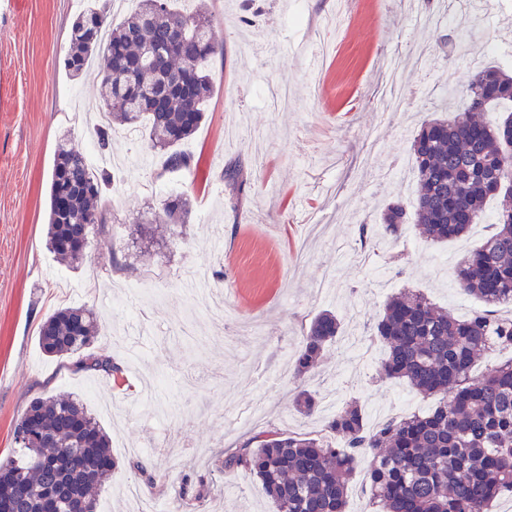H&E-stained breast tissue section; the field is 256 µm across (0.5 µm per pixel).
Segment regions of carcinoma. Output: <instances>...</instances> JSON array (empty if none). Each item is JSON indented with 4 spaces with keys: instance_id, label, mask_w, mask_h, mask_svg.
Returning a JSON list of instances; mask_svg holds the SVG:
<instances>
[{
    "instance_id": "obj_1",
    "label": "carcinoma",
    "mask_w": 512,
    "mask_h": 512,
    "mask_svg": "<svg viewBox=\"0 0 512 512\" xmlns=\"http://www.w3.org/2000/svg\"><path fill=\"white\" fill-rule=\"evenodd\" d=\"M86 6L71 24L64 67L76 79L103 56L102 108L110 124L95 127L103 152L111 149L115 126L142 129L152 150L161 153L163 171L189 169L193 155L180 149L205 120L214 93L210 60L224 55L214 35L218 18L207 0L191 11L184 0H138L114 20L100 0ZM462 111L421 124L411 141L419 191L412 204L399 197L383 213V237L397 239L408 220L426 239L443 242L464 236L484 217L487 201H497L493 230L457 267L456 283L483 308L460 320L436 307L422 293L405 290L388 299L370 340L388 347L380 377L402 379L416 392L436 397L426 414L388 419L368 427L361 406L348 403L326 424V436H310L270 426L242 441L216 466L226 474H253L274 512H346V490L361 458L369 461L370 504L375 512H491L512 495V362L475 379L477 359L496 347H512V317L496 307L512 305V159L501 156L509 135L508 118L495 124L484 114L512 104V72L497 65L475 71ZM223 178L235 201L246 183L241 166L231 164ZM109 177L87 166L79 148L62 146L50 178L49 249L70 265L85 248L63 249L65 237L88 239L89 228L107 222L103 197ZM188 199L166 200L147 224H182ZM331 311L319 313L300 339L294 369L317 370L328 348L341 336ZM97 315L84 306H62L39 324L40 350L49 357H76L73 371L112 375L120 367L94 350ZM37 427L36 439L14 440V451L0 458V509L44 512L45 492L59 496L68 512L77 496L85 512H97L96 491L110 478L115 460L110 440L82 402L69 396L36 397L18 417ZM179 506L200 508L210 486L184 476Z\"/></svg>"
}]
</instances>
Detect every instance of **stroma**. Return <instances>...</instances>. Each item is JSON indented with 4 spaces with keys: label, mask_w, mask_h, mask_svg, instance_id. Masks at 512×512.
<instances>
[{
    "label": "stroma",
    "mask_w": 512,
    "mask_h": 512,
    "mask_svg": "<svg viewBox=\"0 0 512 512\" xmlns=\"http://www.w3.org/2000/svg\"><path fill=\"white\" fill-rule=\"evenodd\" d=\"M285 2L266 0L248 24L243 0H209L228 19L218 30L224 55L211 65L207 119L183 145L198 165L171 172L169 192L146 195L160 155L147 137L114 132L127 188L111 198L109 223L92 227L75 269L47 246L48 188L61 140L93 137L68 115L98 109L106 63L97 59L80 80L64 69L73 0L0 4V458L33 398L65 392L85 401L117 461L99 512H130L132 450L159 442L178 450L153 454L159 481L144 497L171 506L188 475L210 481L211 510L273 512L253 475L214 469L253 432L272 423L321 433L351 400L371 426L435 405L402 381L378 378L387 356L380 343L373 364L356 365L340 342L317 373L296 377L302 329L315 314L332 310L345 334L365 335L405 288L461 319L481 307L458 288L455 271L489 235L494 204L461 238L431 243L408 224L398 240L371 246L373 265L386 273L381 283L370 267L340 258L335 244L361 246L379 233L388 199L414 198L416 181L400 188L388 172L407 165L412 135L435 107H464L473 63L512 67V0L486 9L437 0L430 12L417 0H351L342 18L336 0H301L299 25ZM461 40L472 47L469 59L451 62ZM235 160L248 178L236 206L222 179ZM177 195L192 204L188 223L159 228L153 252L143 253L136 219ZM397 253L405 266L392 263ZM331 268L335 280L320 295ZM57 274L98 280L79 303L99 317L96 347L120 366L115 378L74 373L70 359L41 352L37 327L64 303ZM304 389L319 402L311 416L292 405ZM186 414L190 426L177 428Z\"/></svg>",
    "instance_id": "1"
}]
</instances>
